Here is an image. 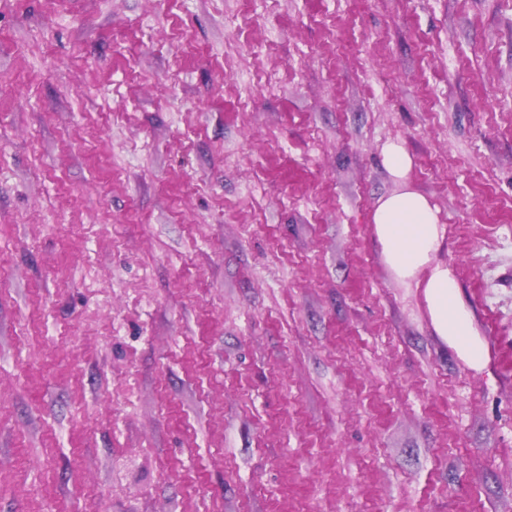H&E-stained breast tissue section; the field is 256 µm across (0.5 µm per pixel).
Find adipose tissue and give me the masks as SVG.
Masks as SVG:
<instances>
[{
  "label": "adipose tissue",
  "mask_w": 512,
  "mask_h": 512,
  "mask_svg": "<svg viewBox=\"0 0 512 512\" xmlns=\"http://www.w3.org/2000/svg\"><path fill=\"white\" fill-rule=\"evenodd\" d=\"M372 222L386 265L404 283L422 280L437 336L449 342L472 366L481 367L485 345L462 303L456 281L436 256L444 237L437 209L418 192L401 189L383 197Z\"/></svg>",
  "instance_id": "1"
}]
</instances>
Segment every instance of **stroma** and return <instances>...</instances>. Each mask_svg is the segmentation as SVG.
I'll return each instance as SVG.
<instances>
[{"label": "stroma", "instance_id": "1", "mask_svg": "<svg viewBox=\"0 0 512 512\" xmlns=\"http://www.w3.org/2000/svg\"><path fill=\"white\" fill-rule=\"evenodd\" d=\"M0 512H512V0H0ZM383 163L389 174L403 181L411 166V161L405 150L398 144L390 143L384 150ZM372 224L384 261L398 280L410 284L427 269L422 288L436 336L481 367L485 344L475 337L479 335L451 270L436 259L444 237L438 210L425 196L403 188L379 201Z\"/></svg>", "mask_w": 512, "mask_h": 512}]
</instances>
